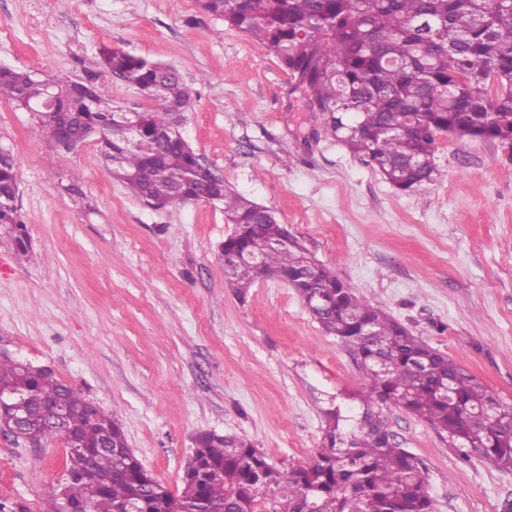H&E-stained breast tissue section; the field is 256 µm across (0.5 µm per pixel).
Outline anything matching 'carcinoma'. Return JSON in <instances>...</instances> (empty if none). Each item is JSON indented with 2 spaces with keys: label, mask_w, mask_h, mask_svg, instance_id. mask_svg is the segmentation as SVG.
<instances>
[{
  "label": "carcinoma",
  "mask_w": 512,
  "mask_h": 512,
  "mask_svg": "<svg viewBox=\"0 0 512 512\" xmlns=\"http://www.w3.org/2000/svg\"><path fill=\"white\" fill-rule=\"evenodd\" d=\"M201 12L259 42L279 59L294 87L326 115V130L401 191L435 182L442 133L512 141V6L499 0H197ZM98 65L135 85L152 102L130 138L115 109L89 83L48 82L31 70L0 65V101L34 114L51 148L91 139L113 177L145 204L205 199L224 206L234 226L224 239V274L240 300L252 284L277 276L295 290L322 329L357 356L366 410L344 431L340 408L325 410L322 448L306 465L278 468L237 434L199 436L198 468L179 494L144 477L114 416L88 406L75 386L32 365L0 359V390L20 396L0 408V425L24 417L37 439L76 440L55 495L90 512H188L204 500L220 512H258L267 496L280 512H431L422 463L394 442L373 410L392 404L425 422L452 446L484 463L512 468V404L489 424L468 421L495 397L474 375L373 306L329 268L311 259L266 208L233 191L198 164L180 131L192 91L160 61L107 45ZM18 177L0 148V224L27 250L15 204ZM68 406L63 428L45 424L46 407Z\"/></svg>",
  "instance_id": "obj_1"
}]
</instances>
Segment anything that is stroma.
Here are the masks:
<instances>
[{
  "label": "stroma",
  "instance_id": "35a3bbf8",
  "mask_svg": "<svg viewBox=\"0 0 512 512\" xmlns=\"http://www.w3.org/2000/svg\"><path fill=\"white\" fill-rule=\"evenodd\" d=\"M107 45L174 66L191 87L181 132L237 193L271 210L318 263L512 403V142L437 140L439 176L396 189L306 112L277 57L195 0H0V63L90 83L127 112L132 84L97 72ZM29 252L0 227V351L78 386L121 423L172 493L193 437L238 434L275 466L322 446L323 409L360 418L364 374L295 291L256 281L239 300L220 246L222 205L156 210L117 181L94 142L47 150L30 113L0 102ZM79 173L82 198L62 187ZM420 459L432 512H503L512 469L463 457L405 410L382 409ZM65 443L0 432V501L50 512Z\"/></svg>",
  "mask_w": 512,
  "mask_h": 512
}]
</instances>
